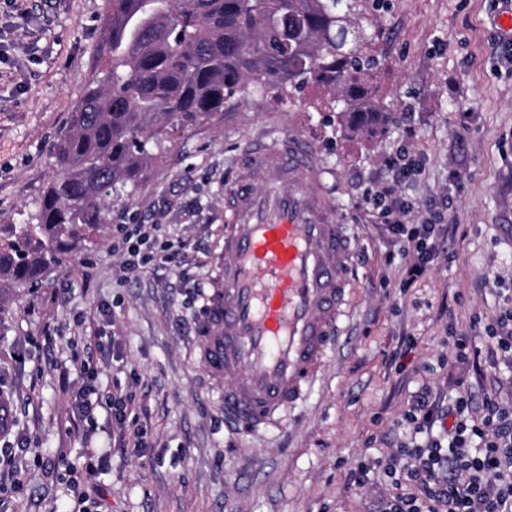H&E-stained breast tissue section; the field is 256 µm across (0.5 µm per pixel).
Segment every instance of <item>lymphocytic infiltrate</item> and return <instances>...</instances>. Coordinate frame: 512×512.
<instances>
[{
    "mask_svg": "<svg viewBox=\"0 0 512 512\" xmlns=\"http://www.w3.org/2000/svg\"><path fill=\"white\" fill-rule=\"evenodd\" d=\"M391 169L392 186L379 191L371 203L402 240L405 251L416 253V262L407 270L413 280L435 259L431 239L441 231L443 216L432 212L421 224H408L406 207L392 199L394 185L407 166L397 159ZM155 244L146 225L125 224L113 239L112 250L130 271L157 261L177 263V251L158 254ZM471 404V391L465 386L445 407L433 404L429 389L417 391L406 422L420 429L434 417L453 418L449 442L431 437L424 447L398 448L386 459L360 461L350 474V485L363 487L374 475L383 479L390 492L382 512H512V404L486 396L485 413L478 421L469 417Z\"/></svg>",
    "mask_w": 512,
    "mask_h": 512,
    "instance_id": "f902f5d3",
    "label": "lymphocytic infiltrate"
}]
</instances>
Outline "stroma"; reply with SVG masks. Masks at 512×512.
I'll return each mask as SVG.
<instances>
[{
    "label": "stroma",
    "mask_w": 512,
    "mask_h": 512,
    "mask_svg": "<svg viewBox=\"0 0 512 512\" xmlns=\"http://www.w3.org/2000/svg\"><path fill=\"white\" fill-rule=\"evenodd\" d=\"M363 5L383 64L374 87L392 103L385 132L342 139L336 113L315 111V86L289 101L239 98L212 120L169 128L61 268L20 292L0 286V448L15 450L0 462V476L14 472L0 480V512H81L76 481L105 447L96 482L106 512H381L385 488L348 489L350 473L425 443L403 419L419 388L444 405L471 386L478 417L485 394L512 399L486 338L512 310V42L494 25L512 0ZM106 9L107 0H0V225L33 214L55 176L57 140L103 65ZM287 128L310 141L328 204L354 227L352 314L281 427L241 434L191 356L193 322L218 273L225 188L245 175L242 152ZM401 155L415 165L398 186L409 221L438 212L445 222L437 259L408 284L412 254L365 202ZM121 224L160 225L179 263L122 271L112 252ZM98 331L115 337L113 349L91 346ZM452 336L468 338L469 361L455 358ZM405 341L398 370L387 356ZM80 362L101 402L89 420L60 375ZM135 431L138 448L122 441Z\"/></svg>",
    "instance_id": "35a3bbf8"
}]
</instances>
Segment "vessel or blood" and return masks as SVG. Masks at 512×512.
I'll use <instances>...</instances> for the list:
<instances>
[{
  "instance_id": "obj_1",
  "label": "vessel or blood",
  "mask_w": 512,
  "mask_h": 512,
  "mask_svg": "<svg viewBox=\"0 0 512 512\" xmlns=\"http://www.w3.org/2000/svg\"><path fill=\"white\" fill-rule=\"evenodd\" d=\"M224 196L221 268L194 323V353L238 430L275 425L302 401L350 317L353 233L321 189L310 142L248 150Z\"/></svg>"
}]
</instances>
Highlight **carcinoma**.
<instances>
[{
    "label": "carcinoma",
    "mask_w": 512,
    "mask_h": 512,
    "mask_svg": "<svg viewBox=\"0 0 512 512\" xmlns=\"http://www.w3.org/2000/svg\"><path fill=\"white\" fill-rule=\"evenodd\" d=\"M360 0H108L101 75L58 139V175L24 224L0 225V284L29 288L105 220L104 202L147 162L146 145L198 124L253 89L281 99L309 84L329 94L344 138L384 131L375 59L348 28Z\"/></svg>",
    "instance_id": "carcinoma-1"
}]
</instances>
